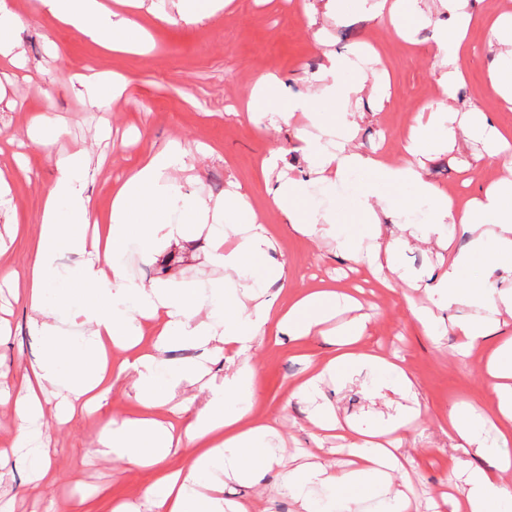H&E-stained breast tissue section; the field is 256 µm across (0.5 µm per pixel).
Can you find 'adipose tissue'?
<instances>
[{
    "label": "adipose tissue",
    "mask_w": 512,
    "mask_h": 512,
    "mask_svg": "<svg viewBox=\"0 0 512 512\" xmlns=\"http://www.w3.org/2000/svg\"><path fill=\"white\" fill-rule=\"evenodd\" d=\"M449 16L438 35L446 72L438 81L439 99L427 117L410 125L404 163L367 158L353 151L358 127L354 106L366 95L364 79L352 77L347 58L327 55L308 98L283 100L274 75H263L252 91L254 101L278 108L283 120L302 114L312 126L303 135L302 151L314 180L280 183L272 202L291 229L317 239H331L347 260H365L376 269L394 270L399 247L413 241H448L449 230L469 233L466 248L448 253L440 272L413 276L434 308L465 309L453 328L458 354L467 356L494 336L502 316L512 317V289L496 288L476 278L475 268L488 266L512 273V130L497 126L477 107L460 111L456 90L461 79L454 62L467 30L465 0H440ZM63 25L115 51L136 47L143 38L138 24L112 11L102 0H40ZM360 11L373 20L398 25L410 16L429 21L419 0H359ZM496 48L489 90L512 104V15L491 25ZM490 144L489 155L504 170L503 178L482 198L457 205L445 191L424 177L433 149L452 151L470 141ZM186 154L176 146L147 154L117 185L107 223H100L87 194L88 166L78 154L57 158V176L40 210V233L34 257L23 270H0V288L13 291L28 306L29 327L47 341L42 357L30 365L14 395L0 397L19 423L11 450H0V470L8 456H20L31 482L49 474V449L41 430L43 419L57 425L74 417L93 418L101 403L123 380H131L138 404L133 416L102 425L96 439L99 456L142 468L159 466L172 449L194 448L185 469L169 471L147 486L144 498L153 512H224V483L261 479L278 459L273 442L275 421L251 420L255 372L251 351L258 337L280 328L295 336L320 332L333 312L352 305L351 296L331 288L299 294L277 307L264 293L282 279L284 268L272 254L273 239L259 224H241L249 207L236 194L223 202L186 192L174 176L186 169ZM366 216L365 232L336 219L338 187ZM387 210L394 232L383 228L374 204ZM241 235L232 249L224 243L232 224ZM205 229L206 266L218 277L194 286L177 282L144 284L126 274L130 253H151L156 245L179 246L187 225ZM64 252L83 256L81 266L62 272ZM362 324L352 320L334 330L327 359L299 381L294 397L314 400L324 383L342 384L361 376L388 379L397 392L410 394L414 383L398 363L359 348ZM203 349L206 357L222 358L231 369L222 386H211L203 362L175 364L164 357L167 344ZM492 398L500 415L495 444H487L486 419L474 408L448 414V438L456 448L485 453L488 467L459 466L453 485L454 512H512V339L492 348L488 358ZM208 388L209 395L193 419L185 414L194 396L177 404L181 423L165 421L169 403L184 385ZM420 406H404L374 424L339 420L330 410L309 417L315 429L348 441L358 451L352 466L331 470L322 462L301 463L275 488L288 496L295 512H361L362 503L379 496L381 512H413L408 493L395 487L403 473L398 446L417 426Z\"/></svg>",
    "instance_id": "1"
}]
</instances>
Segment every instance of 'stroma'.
<instances>
[{"label": "stroma", "instance_id": "35a3bbf8", "mask_svg": "<svg viewBox=\"0 0 512 512\" xmlns=\"http://www.w3.org/2000/svg\"><path fill=\"white\" fill-rule=\"evenodd\" d=\"M11 3L22 21L18 39L26 66L20 69L0 58V171L8 180L13 217L25 231L7 242L0 266L21 267L34 249L42 197L55 178L58 156L87 154L88 193L104 220L114 186L141 157L179 142L188 153V169L181 174L186 191L220 200L226 191L239 190L259 223L275 238L273 257L285 271L283 284L268 290L277 304H287L292 295L321 285L344 292L361 289L367 327L360 347L399 356L423 409L420 426L405 434L402 447L412 459L408 472L415 508L439 512L448 477L457 465L442 431L444 417L462 403L489 416L494 413L491 379L484 370L488 348L475 350L463 360L452 356L457 337L449 325L459 317V309L438 311L447 333L436 343L424 335L409 305L415 292L405 275L439 269L448 251L417 242L401 248L397 254L401 275L384 288L366 265L346 261L332 244L290 232L271 202V191L280 175L311 178L298 149L307 121L298 114L288 123H272L264 117L250 118L245 110L254 82L269 72L281 79L284 96L312 94L310 79L325 53L332 52L352 59L356 75L381 90L380 96L358 105L354 149L370 157L385 151L393 162H404L401 142L407 128L437 100L441 63L434 27L423 26L405 39L390 26L365 19L350 4L325 23L326 33L319 40L300 7L301 0H233L228 8L197 23L175 16L161 20L142 7L133 9L132 17L150 32L151 41L141 52L126 53L107 50L61 24L40 10L38 0ZM467 9L472 22L468 48L458 59L463 81L456 104L462 109L478 107L510 126L512 108L493 96L488 84L493 57L490 22L502 12H512V0H468ZM91 69L123 77L122 96L102 108L77 96V76ZM43 113L61 120L66 134L38 144L28 142L32 116ZM385 126L391 137L383 146L378 136ZM273 150L281 155L275 175L265 165ZM502 175L479 144L455 154L435 151L424 172L428 181L464 199L482 195ZM206 248L204 233L191 229L182 249L132 256L126 272L147 284L170 280L177 271L183 281L201 282L214 276L202 264ZM0 307L8 321L7 332L0 334V391H9L42 354L46 341L31 332L29 311L22 301L0 292ZM324 354L325 342L319 335L296 338L284 332L254 345V411L277 422L279 471H288L311 456L335 470L348 466L350 457L342 440L323 436L308 423L313 404L290 396L294 385L323 362ZM323 390L328 406L342 420L369 422L386 408V398L372 396L362 379L342 386L328 383ZM135 406L132 389L121 382L98 420L78 419L63 428L46 421L48 479L33 485L22 463L11 464L0 480V512H71L75 499L81 497L93 512H112L119 502L130 503L135 512H148L144 488L160 480L166 470L185 465L191 451L178 449L156 469L96 457L92 441L101 423L131 416ZM272 481L268 475L246 484L228 483L224 499L244 505L248 512H294L288 497L269 498Z\"/></svg>", "mask_w": 512, "mask_h": 512}]
</instances>
